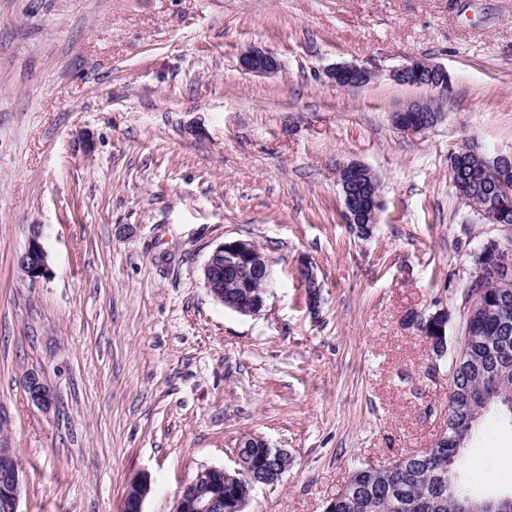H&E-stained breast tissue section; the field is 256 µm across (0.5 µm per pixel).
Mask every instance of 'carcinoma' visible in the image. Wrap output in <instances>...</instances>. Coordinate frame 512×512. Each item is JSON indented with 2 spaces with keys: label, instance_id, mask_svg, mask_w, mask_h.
I'll return each mask as SVG.
<instances>
[{
  "label": "carcinoma",
  "instance_id": "1",
  "mask_svg": "<svg viewBox=\"0 0 512 512\" xmlns=\"http://www.w3.org/2000/svg\"><path fill=\"white\" fill-rule=\"evenodd\" d=\"M435 113H393V123L419 120L434 127ZM450 179L459 195L470 202L478 218L488 214L497 224L512 229V204L499 203L497 184L484 178V156L464 147L450 157ZM512 254L511 238H487L473 252L474 266L482 269L479 279H470L462 291V334L459 349L446 353V327L431 321L433 310L413 312L410 323L425 334L432 354H445L449 375L448 433L461 429L463 436L448 438L430 456L406 454L393 470L379 467L367 472L356 466L348 472L351 493L328 501L325 512H463L472 504L475 512H512V492L477 493L462 479L459 467L462 449L479 438L490 422L512 423V276L504 278L498 259ZM249 464L232 488L205 474L198 491L207 496L233 497L260 484L266 468L276 463L265 448L239 449Z\"/></svg>",
  "mask_w": 512,
  "mask_h": 512
}]
</instances>
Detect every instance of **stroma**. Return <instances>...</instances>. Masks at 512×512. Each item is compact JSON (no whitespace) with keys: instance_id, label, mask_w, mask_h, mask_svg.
Here are the masks:
<instances>
[{"instance_id":"1","label":"stroma","mask_w":512,"mask_h":512,"mask_svg":"<svg viewBox=\"0 0 512 512\" xmlns=\"http://www.w3.org/2000/svg\"><path fill=\"white\" fill-rule=\"evenodd\" d=\"M250 46L272 76L242 73ZM443 65L444 117L408 135L392 113L422 97L391 69ZM351 63L358 88L323 79ZM512 153V0H0V446L24 477L20 512H173L239 440L287 449L245 512H324L349 468L429 447L448 425L446 372L410 312L459 289L478 240L448 160ZM379 178L371 238L345 221L336 166ZM44 228L45 278L17 266ZM255 242L273 283L256 315L207 293L227 240ZM321 286L309 310L301 270ZM454 296H447V289ZM56 405L31 402L30 372ZM477 491L512 489V427L465 452ZM238 64L243 72L261 76L275 75L281 68L277 56L259 46H251L242 51L238 58ZM343 73L352 74L355 77L353 81L345 85L347 88H354L366 84L371 79V76L374 75L372 72L354 64L337 63L326 69L325 76L328 82L339 87L337 80ZM151 489V480L148 475L141 474L134 477L128 485L123 500L122 512H143V503Z\"/></svg>"}]
</instances>
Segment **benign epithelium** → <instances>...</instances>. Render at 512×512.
<instances>
[{
  "mask_svg": "<svg viewBox=\"0 0 512 512\" xmlns=\"http://www.w3.org/2000/svg\"><path fill=\"white\" fill-rule=\"evenodd\" d=\"M239 68L248 74L271 76L279 72L280 60L272 52L251 46L242 51L238 58ZM436 74L433 83L424 86L432 92L431 98L413 99L399 108L419 112L429 107L430 99L443 102L448 96L451 79L448 71L441 65L424 57H414L406 64L392 70L390 77L400 85L417 87L410 80V75L420 72ZM348 73L354 80L346 84L348 88L361 86L371 79L372 72L349 63H337L325 71V76L333 85L338 84V77ZM512 162L509 153L492 156L487 164L486 176L490 180L497 178V170ZM364 164L357 161L342 163L337 166L336 176L341 182L350 184L360 179V169ZM22 274L32 282L44 277L49 271V255L43 245V226L34 224L23 252L17 260ZM202 280L208 294L223 306L243 315H256L265 307L272 283V269L268 260L260 254L255 244L247 239H233L218 245L209 255L202 268ZM261 286V291L253 292L241 299L237 296L224 295V288H250ZM27 390L30 400L45 411L55 404L54 395L42 377L32 372L28 376ZM195 483L186 485L179 494L174 512H217L221 500H206L194 490ZM23 488L22 470L16 453L12 448H0V503L7 512H19L20 496ZM151 492V480L146 474L134 477L123 500L125 512H143V503Z\"/></svg>",
  "mask_w": 512,
  "mask_h": 512,
  "instance_id": "1",
  "label": "benign epithelium"
}]
</instances>
